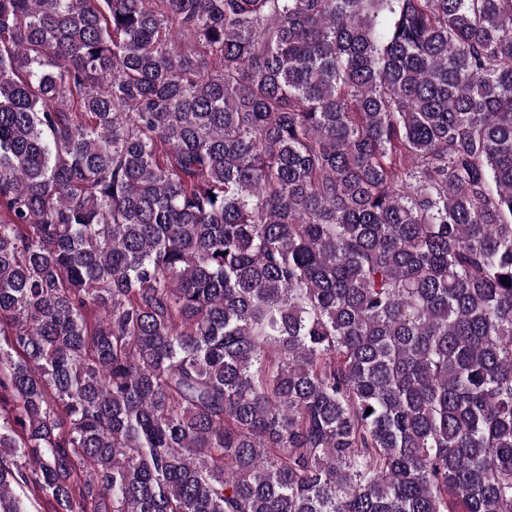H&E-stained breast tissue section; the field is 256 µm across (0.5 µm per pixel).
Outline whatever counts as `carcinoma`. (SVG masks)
Masks as SVG:
<instances>
[{"label": "carcinoma", "mask_w": 512, "mask_h": 512, "mask_svg": "<svg viewBox=\"0 0 512 512\" xmlns=\"http://www.w3.org/2000/svg\"><path fill=\"white\" fill-rule=\"evenodd\" d=\"M24 488L512 512V0H0Z\"/></svg>", "instance_id": "1"}]
</instances>
